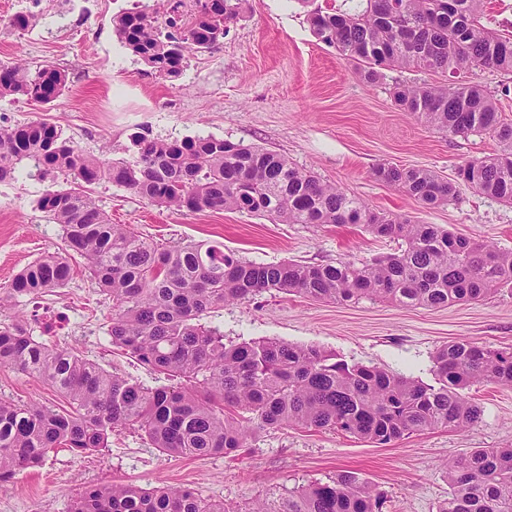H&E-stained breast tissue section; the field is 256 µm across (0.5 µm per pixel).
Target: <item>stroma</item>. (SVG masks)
Returning a JSON list of instances; mask_svg holds the SVG:
<instances>
[{
  "instance_id": "obj_1",
  "label": "stroma",
  "mask_w": 512,
  "mask_h": 512,
  "mask_svg": "<svg viewBox=\"0 0 512 512\" xmlns=\"http://www.w3.org/2000/svg\"><path fill=\"white\" fill-rule=\"evenodd\" d=\"M16 0H0V60L54 62L67 86L52 107L0 98V125L44 121L60 127L88 155L131 159L135 133L180 140L212 135L260 145L342 188L369 207L407 215L512 251V206L459 187L448 204L423 208L414 198L375 177L391 163L429 168L454 178L463 161L492 154L487 134L448 135L401 111L394 83L440 81L425 70H392L385 84L370 87L354 64L318 41L311 12L344 0H247L223 42L189 53L178 77L164 78L119 42L113 17L127 0H74L60 23L33 12L28 30L11 27ZM45 182L19 172L0 183V289L38 255L57 250L59 225L36 207ZM113 223L173 245L185 239L215 241L256 263L296 260L333 264L393 252L392 239L350 224H275L230 211H175L133 192L102 184L96 189ZM69 283L54 293L21 297L32 335L148 387L163 377L112 346V301L72 261ZM208 325L235 343L277 339L313 345L347 362L377 366L431 384L432 357L441 346L469 340L512 347V291L439 309L403 308L361 299L341 305L296 294L261 292L212 310ZM482 415L464 430L414 433L375 445L333 430L295 426L267 428L229 455L204 460L170 457L144 432H113L107 448L74 455L60 449L43 466L20 472L0 486V512H69L85 486L125 483L143 489L189 487L231 512H250L255 501L277 504L288 493L355 469L376 489L381 512H437L449 492L446 466L474 448L512 446V387L476 384L465 391ZM62 405L39 378L0 368V397Z\"/></svg>"
}]
</instances>
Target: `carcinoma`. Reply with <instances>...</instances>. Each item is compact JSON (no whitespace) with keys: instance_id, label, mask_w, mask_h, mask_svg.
I'll use <instances>...</instances> for the list:
<instances>
[{"instance_id":"obj_1","label":"carcinoma","mask_w":512,"mask_h":512,"mask_svg":"<svg viewBox=\"0 0 512 512\" xmlns=\"http://www.w3.org/2000/svg\"><path fill=\"white\" fill-rule=\"evenodd\" d=\"M244 0H152L113 18L116 36L156 73L179 75L186 54L224 39ZM484 0H356L344 10L310 14L318 40L354 62L367 83L384 71L433 70L435 84H397L394 103L452 135L487 133L498 150L458 165L448 180L425 168L383 163L375 176L432 209L464 185L512 205V121L476 81L448 84L475 67L512 72V38L485 26ZM66 74L51 62H0V98L55 102ZM132 142V160L84 155L55 125L0 127V182L32 164L50 185L38 207L62 229L63 246L23 268L0 291V367L47 382L66 406L0 398V486L66 448L85 454L108 446L112 432L143 431L175 457L206 459L243 447L264 427L332 429L376 444L436 428L475 425L480 409L463 390L473 384L512 387V348L472 341L440 347L437 384L348 363L332 352L279 340L224 342L202 322L211 310L262 291L315 301L385 300L400 307L440 308L512 290V251L438 224L371 209L272 151L214 137ZM111 183L170 209L235 211L280 224H352L400 241L398 251L365 261L311 265L294 260L255 264L218 245H165L114 224L93 186ZM112 298V345L180 386L147 387L91 360L36 340L18 315L3 316L16 298L49 293L72 278L71 254ZM450 491L437 512H512V447L475 448L446 465ZM379 496L353 470H340L251 512H379ZM71 512H230L191 488L146 490L91 485Z\"/></svg>"}]
</instances>
